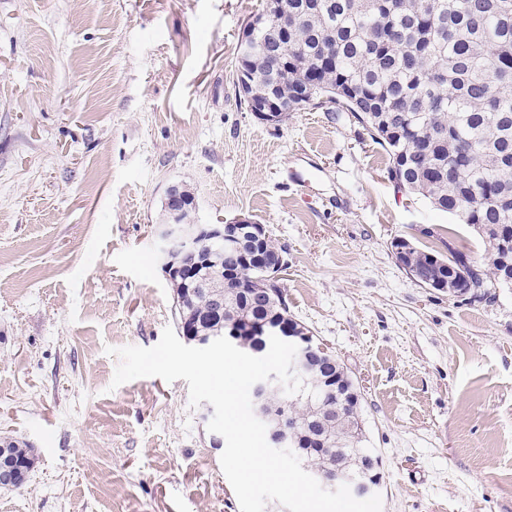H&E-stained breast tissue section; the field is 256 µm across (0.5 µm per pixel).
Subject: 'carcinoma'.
<instances>
[{"mask_svg":"<svg viewBox=\"0 0 512 512\" xmlns=\"http://www.w3.org/2000/svg\"><path fill=\"white\" fill-rule=\"evenodd\" d=\"M288 25L286 65H275L257 45L236 54L237 82L247 93L278 85V111L288 118L298 95L310 91L313 107L348 112L387 152L389 177L397 190L428 200L466 225L481 240L488 269L473 267L471 282L455 287L470 301H492L491 289L508 285L503 226H512V0H264L268 11ZM433 114L431 129L443 137L431 142L420 114ZM400 261L419 286L444 291L452 265L470 266L460 252L450 256L422 250L406 239ZM224 268L242 280L245 292L225 294L221 278L194 275L170 280L178 299V328L196 337L219 335L232 323L257 324L280 313L288 317L281 289L272 301L252 299L266 287L263 274L238 254ZM224 297V311L212 314V301ZM312 399L273 393L266 403L275 412L288 407L300 430L295 443L312 448L310 468L330 456L340 467L339 484L379 487L377 455L359 424L360 394L347 368L331 358ZM16 467L33 469L29 444L6 439Z\"/></svg>","mask_w":512,"mask_h":512,"instance_id":"obj_1","label":"carcinoma"}]
</instances>
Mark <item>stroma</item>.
Here are the masks:
<instances>
[{
	"label": "stroma",
	"instance_id": "35a3bbf8",
	"mask_svg": "<svg viewBox=\"0 0 512 512\" xmlns=\"http://www.w3.org/2000/svg\"><path fill=\"white\" fill-rule=\"evenodd\" d=\"M262 0H0V437L36 464L0 512H240L214 409L185 380L111 382L109 348L176 324L158 260L170 182L195 221L285 249L289 315L351 371L382 512H512V288L469 303L392 242L484 262L465 225L394 190L348 114L274 126L241 105Z\"/></svg>",
	"mask_w": 512,
	"mask_h": 512
}]
</instances>
